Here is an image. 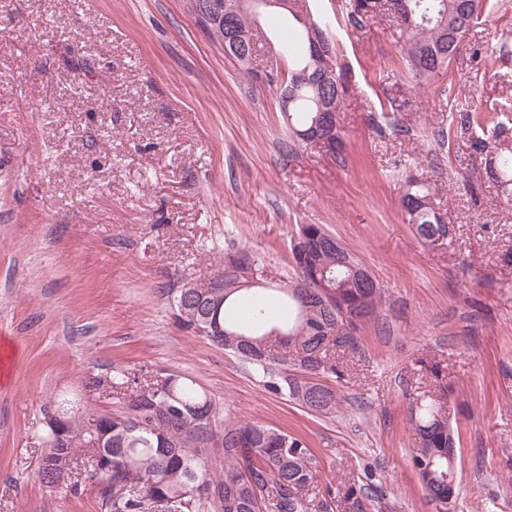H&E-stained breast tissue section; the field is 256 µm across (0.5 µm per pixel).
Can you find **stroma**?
<instances>
[{
    "mask_svg": "<svg viewBox=\"0 0 512 512\" xmlns=\"http://www.w3.org/2000/svg\"><path fill=\"white\" fill-rule=\"evenodd\" d=\"M349 93L345 160L289 136L266 71L290 36L264 13L249 68L210 41L185 0H0V512H102L97 488L38 475L43 407L86 375L194 379L223 415L302 437L338 503L437 512L409 462L410 407L447 386L458 430L450 512H512V204L472 188L459 116L512 128V0H485L449 68L415 77L387 19L355 32L346 0H307ZM398 119L404 134L381 137ZM447 145H440V138ZM450 227L422 243L405 176ZM320 224L385 290L336 362V411L269 394L236 357L183 330L166 290L206 285L248 249L267 286L294 278L299 225Z\"/></svg>",
    "mask_w": 512,
    "mask_h": 512,
    "instance_id": "obj_1",
    "label": "stroma"
}]
</instances>
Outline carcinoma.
Returning a JSON list of instances; mask_svg holds the SVG:
<instances>
[{"label":"carcinoma","instance_id":"cac0c4a2","mask_svg":"<svg viewBox=\"0 0 512 512\" xmlns=\"http://www.w3.org/2000/svg\"><path fill=\"white\" fill-rule=\"evenodd\" d=\"M483 0H391L404 36L408 69L431 78L448 68L466 34L479 19ZM296 26V36L281 45L288 74L312 64L308 29L291 9H282ZM381 16L377 0H349L348 25L362 30ZM209 38L224 55L243 66L252 46L237 52L225 40L224 19L207 27ZM345 80L336 76L302 85L283 115L289 136L299 144L319 122L318 103L341 109ZM484 162L479 166L476 161ZM457 161L469 173V184L489 181L498 196L512 203V129L498 124L490 137H470ZM401 206L419 240L429 242L445 229L439 204L429 186L413 177L402 185ZM331 234L320 224H302L290 247L296 278L275 289L293 309L288 323L266 329L270 298L263 290L239 299L234 280L226 276L237 256L219 259L207 287L186 280L170 288L176 319L183 329L224 349L248 366L267 392L313 413L336 411L339 397L325 384L336 373V347H355L359 327L377 316L385 299L378 282L368 284L338 264L336 250L325 243ZM89 393L112 390L123 400L119 414L75 405L60 394L45 407L46 449L38 474L49 488H68L80 468L97 484L106 512H310V491L321 478L319 459L308 443L284 430L224 418L220 407L194 380L149 373L130 378L90 374ZM414 447L409 456L430 502L448 510V490L456 483L455 441L446 416L432 399L411 405ZM224 469L210 464L215 449Z\"/></svg>","mask_w":512,"mask_h":512}]
</instances>
